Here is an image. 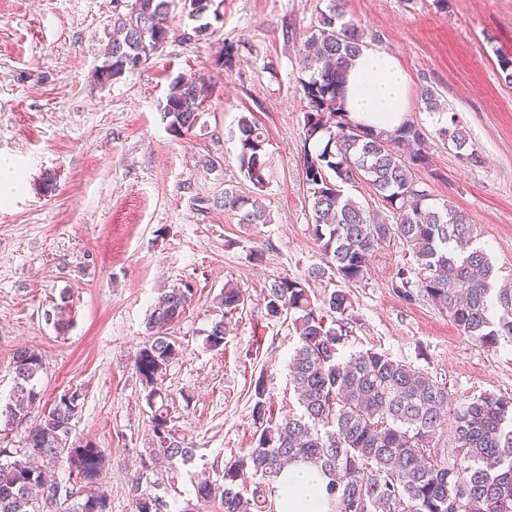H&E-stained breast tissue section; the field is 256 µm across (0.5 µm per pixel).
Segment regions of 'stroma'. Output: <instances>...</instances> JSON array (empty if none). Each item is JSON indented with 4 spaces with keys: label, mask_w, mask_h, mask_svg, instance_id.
I'll list each match as a JSON object with an SVG mask.
<instances>
[{
    "label": "stroma",
    "mask_w": 512,
    "mask_h": 512,
    "mask_svg": "<svg viewBox=\"0 0 512 512\" xmlns=\"http://www.w3.org/2000/svg\"><path fill=\"white\" fill-rule=\"evenodd\" d=\"M326 6L224 0L213 33L170 38L144 67L101 84L94 74L122 0H0V156L18 172L0 199V397L21 347L42 355L45 400L83 389L75 434L108 453L111 512H136L127 484L151 430L133 356L168 288L197 290L173 329L182 352L165 379L175 427L196 455L177 475H156L159 494L193 498L198 476H217L252 448L257 378L273 419L300 410L289 376L299 338L290 320L267 316L263 297L275 279H302L326 263L309 231L300 83L303 43ZM344 10L409 78L408 119L429 132L440 174L432 193L469 216L501 283L512 282V87L497 71L498 54L512 55V0H448L444 10L434 0H345ZM229 46L227 68L220 59ZM180 75L203 76L208 86L197 126L182 135L160 115ZM425 85L442 94L446 114L423 109ZM452 113L479 163L436 136ZM244 115L267 139L266 224L239 223L223 206L225 189L253 191L237 163ZM409 259L401 240L383 243L368 279L349 286L357 321L342 356L374 349L427 372L455 408L487 393L512 397V343L482 346L428 300L398 296L391 281ZM227 284L246 302L217 352L205 336ZM63 298L72 325L61 335L46 316Z\"/></svg>",
    "instance_id": "obj_1"
}]
</instances>
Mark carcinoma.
<instances>
[{
    "label": "carcinoma",
    "mask_w": 512,
    "mask_h": 512,
    "mask_svg": "<svg viewBox=\"0 0 512 512\" xmlns=\"http://www.w3.org/2000/svg\"><path fill=\"white\" fill-rule=\"evenodd\" d=\"M223 0H182L183 13L199 22L195 36L213 30ZM174 0H127L112 17V41L105 64L95 73L101 84L119 79L147 64L172 32L167 24ZM366 46L365 30L345 20L342 0H328L317 28L305 41L301 85L307 100L301 168L308 186L312 235L328 258L326 271L348 284L370 274L369 261L379 245L402 241L413 263L398 269L391 288L413 302L422 297L448 315L460 334L486 347L512 341V288L497 285L494 267L474 246L468 216L446 202L424 195V178L439 177L430 168L426 133L414 124L395 131L370 130L349 119L342 85L352 57ZM204 80L181 76L170 85L163 120L184 134L201 118ZM427 112L447 111L431 86L420 93ZM239 171L252 184L253 195L224 189V210L241 224H266L269 214L260 199L268 169L266 137L251 118L238 120ZM462 159L480 162L456 116L437 128ZM363 183L386 213L373 218L344 192ZM196 289L185 282L161 293L146 324V336L133 357L145 383L150 410V448L140 455V472L129 484L136 512H198L197 503L220 500L222 512H277L280 472L296 463L314 466L327 479L328 512H512V398L483 394L450 408L448 390L428 373L374 350L348 358L340 354L355 323L350 294L326 290L311 296L309 282L288 276L273 281L264 297L267 315L291 318L299 345L290 362L291 382L301 412L275 421L265 401L266 384H254L252 417L255 445L224 464L215 482H196L195 499L179 507L154 492L149 475L160 464L171 471L192 459L188 446L172 426L162 383L167 368L182 352L169 335L194 302ZM240 289L226 286L217 295L219 313L207 330L205 345L224 350V317L244 305ZM54 328L66 332L71 315L66 296L49 315ZM14 385L0 403V442L13 425L30 423L25 447L51 466L67 464L68 479L47 481L45 472L22 459L0 464V512H35L48 503L55 512H109L103 489L106 450L91 440L73 437V424L85 394L80 387L64 390L48 408L36 379L42 356L21 347L12 357ZM450 423L448 455L432 446ZM258 479L253 489L248 482Z\"/></svg>",
    "instance_id": "carcinoma-1"
}]
</instances>
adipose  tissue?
Here are the masks:
<instances>
[{
	"instance_id": "obj_1",
	"label": "adipose tissue",
	"mask_w": 512,
	"mask_h": 512,
	"mask_svg": "<svg viewBox=\"0 0 512 512\" xmlns=\"http://www.w3.org/2000/svg\"><path fill=\"white\" fill-rule=\"evenodd\" d=\"M344 100L355 121L372 129H396L410 110L407 76L391 54L364 48L349 67ZM279 486L280 512H327L325 484L309 468H289Z\"/></svg>"
}]
</instances>
